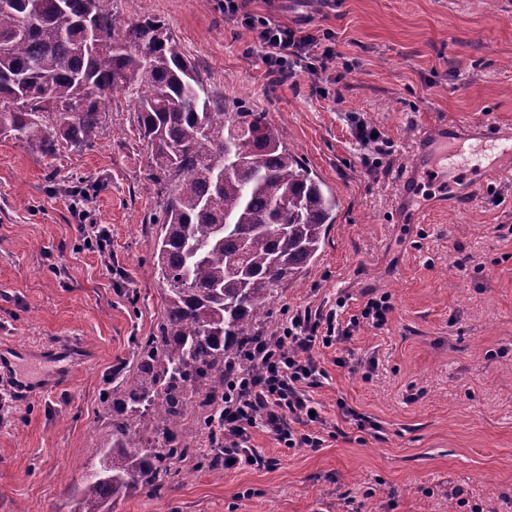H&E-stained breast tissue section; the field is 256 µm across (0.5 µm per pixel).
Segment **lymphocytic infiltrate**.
<instances>
[{
	"label": "lymphocytic infiltrate",
	"instance_id": "obj_1",
	"mask_svg": "<svg viewBox=\"0 0 512 512\" xmlns=\"http://www.w3.org/2000/svg\"><path fill=\"white\" fill-rule=\"evenodd\" d=\"M226 17L240 21L250 33L270 82L282 84L297 72L313 84L327 82L336 65L329 33L317 34L300 25H286L247 10L246 0H224ZM337 310L311 308L289 311L275 336H259L246 343L238 357L224 364V397L217 407L218 438L211 451L218 461L252 465L258 455L251 443L253 430L271 433L286 448H319L324 443L326 419L318 413L313 389L327 377L314 348L341 343L361 321L379 326L391 309L388 296H372L359 316L344 317L345 299ZM255 364L257 373L243 369Z\"/></svg>",
	"mask_w": 512,
	"mask_h": 512
}]
</instances>
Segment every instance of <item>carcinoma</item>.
Segmentation results:
<instances>
[{
	"label": "carcinoma",
	"instance_id": "cac0c4a2",
	"mask_svg": "<svg viewBox=\"0 0 512 512\" xmlns=\"http://www.w3.org/2000/svg\"><path fill=\"white\" fill-rule=\"evenodd\" d=\"M0 41V123L16 139L45 156L89 147L121 93L161 198L150 223L164 311L72 510L108 512L162 486L167 461L188 452L179 435L194 400L219 403L225 361L278 334L271 304L319 256L336 198L263 113L224 111L159 21H121L112 0H0ZM141 428L161 447L137 444Z\"/></svg>",
	"mask_w": 512,
	"mask_h": 512
}]
</instances>
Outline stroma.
Instances as JSON below:
<instances>
[{"mask_svg": "<svg viewBox=\"0 0 512 512\" xmlns=\"http://www.w3.org/2000/svg\"><path fill=\"white\" fill-rule=\"evenodd\" d=\"M272 20L332 31L328 97L301 73L269 84L250 33L221 0H112L125 21L170 28L227 111L263 113L335 195L336 219L298 286L273 312L360 314L366 292L388 295L382 326L360 323L316 348L327 373L313 397L340 431L319 448H285L256 430L261 463H209L205 427L161 490L109 512H512V180L460 208L422 181L394 211L412 139L433 120L512 125V0H249ZM357 116L392 141L366 155ZM113 99L106 134L81 151L42 155L0 134V341L41 349L77 341L87 358L56 388L0 408V512H71L111 440L104 388L133 376L137 344L163 312L156 269L158 197L147 148ZM93 187L91 216L108 237L89 247L70 207ZM371 417L358 431L342 407Z\"/></svg>", "mask_w": 512, "mask_h": 512, "instance_id": "35a3bbf8", "label": "stroma"}]
</instances>
